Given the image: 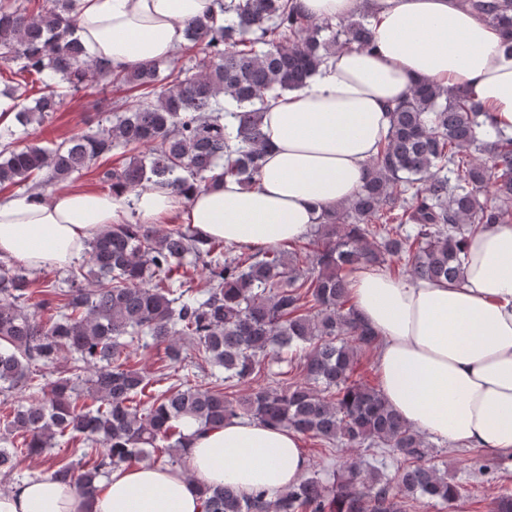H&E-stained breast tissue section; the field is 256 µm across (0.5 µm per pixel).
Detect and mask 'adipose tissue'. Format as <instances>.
<instances>
[{"label":"adipose tissue","mask_w":512,"mask_h":512,"mask_svg":"<svg viewBox=\"0 0 512 512\" xmlns=\"http://www.w3.org/2000/svg\"><path fill=\"white\" fill-rule=\"evenodd\" d=\"M316 21L369 10L373 46L336 51L327 65L262 117L267 137L254 187L227 179L176 197L164 185L123 194L35 191L0 197V259L63 267L112 225L179 214L205 239L251 250L303 238L322 213L348 203L390 125L389 111L418 82L472 89L512 133V54L462 0H299ZM212 0H77L87 54L113 67L167 59L186 22ZM352 302L379 336L375 367L387 404L412 429L451 444L512 451V220L481 230L459 281L347 271ZM187 472L140 463L113 471L89 498L37 475L0 492V512H201L199 483L276 498L310 462L294 430L246 418L201 430L187 419Z\"/></svg>","instance_id":"ef3b65f1"}]
</instances>
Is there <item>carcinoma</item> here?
<instances>
[{"label":"carcinoma","instance_id":"obj_1","mask_svg":"<svg viewBox=\"0 0 512 512\" xmlns=\"http://www.w3.org/2000/svg\"><path fill=\"white\" fill-rule=\"evenodd\" d=\"M463 3L500 28L512 50V0ZM213 5L186 25L171 62L111 70L75 35L76 0H0V61L18 77L0 88L18 124L0 127V191L27 183L52 189L118 149L130 157L102 172L112 190L165 182L183 195L227 178L251 186L269 99L303 85L336 51L372 46L366 14L317 23L296 0ZM91 77L141 89L146 100L118 103L96 128L50 147L17 148L19 130L59 111ZM489 121L469 88L416 85L392 110L355 197L322 214L300 252L272 246L237 255L220 239L200 240L189 224L136 220L92 240L66 288L0 263V393L31 389L34 373L64 353L74 357L71 375L53 381L47 399L0 415L12 436L10 447L0 446V475L47 457L59 438H80L79 465L57 462L51 476L90 497L123 465L181 466L183 419L207 430L246 416L366 457L325 477L315 472L275 500L261 490L240 495L202 485V512H410L419 495L455 501L457 486L426 464L423 436L377 388L353 379L358 352L374 351L377 339L360 323L343 272L370 264L413 278L459 279L469 239L512 218V136L480 139ZM199 262L209 278L204 293L189 276ZM182 340L194 356L179 376L163 367L150 378L129 365L127 349L136 343L162 346L180 364ZM275 364L303 380L288 381ZM210 368L224 370V382L196 381ZM262 377L275 378L276 387L236 398L224 392L228 382ZM391 458L400 462L393 476Z\"/></svg>","mask_w":512,"mask_h":512}]
</instances>
